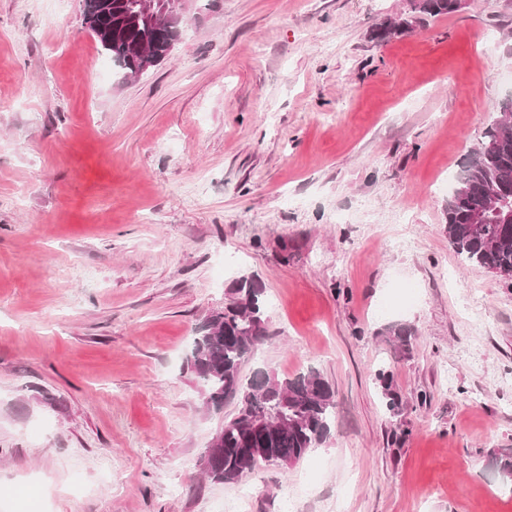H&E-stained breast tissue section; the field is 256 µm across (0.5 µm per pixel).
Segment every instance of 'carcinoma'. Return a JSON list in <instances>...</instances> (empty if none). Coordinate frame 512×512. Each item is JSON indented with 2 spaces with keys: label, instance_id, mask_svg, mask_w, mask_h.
Here are the masks:
<instances>
[{
  "label": "carcinoma",
  "instance_id": "cac0c4a2",
  "mask_svg": "<svg viewBox=\"0 0 512 512\" xmlns=\"http://www.w3.org/2000/svg\"><path fill=\"white\" fill-rule=\"evenodd\" d=\"M84 24L100 49L124 75H134L157 65L168 43V29L138 23L142 0H112V16L101 13L102 0H83ZM459 0H417L413 11L437 16L456 11ZM409 27L389 19L371 31L384 42ZM512 202V100L502 104L488 126L484 140L472 150L448 198V242L472 264L512 279V223H503L494 208ZM482 215L486 222L475 224ZM389 336L410 344L414 331L394 326ZM268 338L264 317V284L254 275L240 276L228 289L224 307L210 313L193 337L186 358L187 369L202 381L206 405L233 402L236 413L224 420L212 463L204 470L216 483H236L262 465L294 466L328 437L333 417L334 389L316 369L281 378L274 371L257 368L248 381L242 365ZM378 379L388 410L398 413L400 399L393 377L380 371ZM268 421L265 431L254 427L255 418Z\"/></svg>",
  "mask_w": 512,
  "mask_h": 512
}]
</instances>
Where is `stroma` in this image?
<instances>
[{
    "label": "stroma",
    "mask_w": 512,
    "mask_h": 512,
    "mask_svg": "<svg viewBox=\"0 0 512 512\" xmlns=\"http://www.w3.org/2000/svg\"><path fill=\"white\" fill-rule=\"evenodd\" d=\"M511 96L512 0H190L135 79L79 0H0V512H512V280L450 246L438 186ZM244 274L243 376L317 369L336 409L224 485L200 460L236 406L184 364ZM413 11L431 16L448 14L456 11L459 7V0H415Z\"/></svg>",
    "instance_id": "obj_1"
}]
</instances>
